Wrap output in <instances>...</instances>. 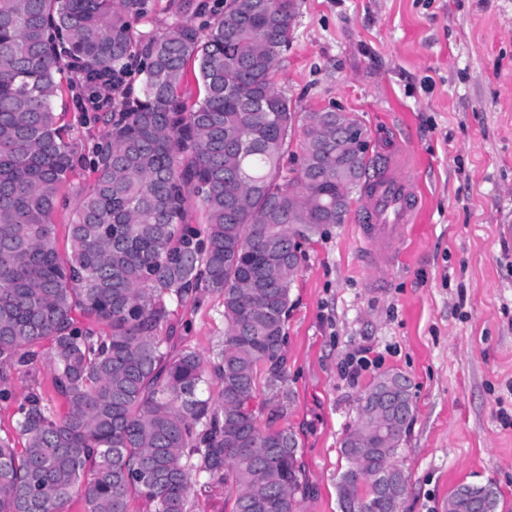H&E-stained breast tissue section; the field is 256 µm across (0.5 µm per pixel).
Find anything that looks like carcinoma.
Returning <instances> with one entry per match:
<instances>
[{
    "mask_svg": "<svg viewBox=\"0 0 512 512\" xmlns=\"http://www.w3.org/2000/svg\"><path fill=\"white\" fill-rule=\"evenodd\" d=\"M162 33L140 25L149 0H0V403L18 440L0 437V512H190L191 473L230 489L231 512H299L300 448L260 427L264 386L284 395L290 293L302 242L376 186L374 160L344 127L349 112L303 117L296 177L280 159L296 121L275 77L298 0H226L212 21L200 0H170ZM197 64L202 97H183ZM107 129L94 183L57 248L54 214L73 171L54 99L81 94ZM195 200L204 225L186 223ZM223 299L224 336L209 358L170 352L171 305ZM51 368V386L16 400L13 375ZM220 381L204 396L206 367ZM67 405L53 411L52 396ZM342 444L341 512H392L367 487L395 470L405 428H355ZM23 447H17V443ZM484 484L463 483L448 512H470Z\"/></svg>",
    "mask_w": 512,
    "mask_h": 512,
    "instance_id": "carcinoma-1",
    "label": "carcinoma"
}]
</instances>
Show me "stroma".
<instances>
[{
	"label": "stroma",
	"mask_w": 512,
	"mask_h": 512,
	"mask_svg": "<svg viewBox=\"0 0 512 512\" xmlns=\"http://www.w3.org/2000/svg\"><path fill=\"white\" fill-rule=\"evenodd\" d=\"M277 88L297 114L355 115L367 154L402 163L420 185V226L384 287L359 265L355 226L304 243L284 347L287 412L301 448L300 512H339L340 448L357 398L381 373L413 385L414 417L397 462L399 512H446L462 482L492 483L512 512V0H299ZM79 161L55 215L60 254L73 202L90 190L105 126L84 99L55 102ZM219 295L177 308L175 350L209 356L224 334ZM193 512H230L228 492L191 476Z\"/></svg>",
	"instance_id": "35a3bbf8"
}]
</instances>
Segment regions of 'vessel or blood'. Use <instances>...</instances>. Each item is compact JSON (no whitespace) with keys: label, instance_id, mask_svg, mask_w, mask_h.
<instances>
[{"label":"vessel or blood","instance_id":"obj_1","mask_svg":"<svg viewBox=\"0 0 512 512\" xmlns=\"http://www.w3.org/2000/svg\"><path fill=\"white\" fill-rule=\"evenodd\" d=\"M419 194L416 179L407 173L381 178L367 200L372 223L356 227L359 252L367 272L379 275L394 267L415 227L419 208L413 198Z\"/></svg>","mask_w":512,"mask_h":512}]
</instances>
